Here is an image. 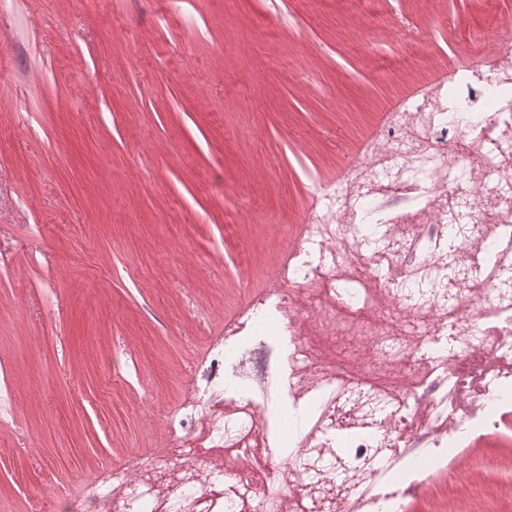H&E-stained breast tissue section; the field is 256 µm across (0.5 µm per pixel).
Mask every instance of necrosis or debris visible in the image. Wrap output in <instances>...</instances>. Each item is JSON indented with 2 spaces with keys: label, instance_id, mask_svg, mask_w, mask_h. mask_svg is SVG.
Returning <instances> with one entry per match:
<instances>
[{
  "label": "necrosis or debris",
  "instance_id": "1",
  "mask_svg": "<svg viewBox=\"0 0 512 512\" xmlns=\"http://www.w3.org/2000/svg\"><path fill=\"white\" fill-rule=\"evenodd\" d=\"M479 41L385 111L193 358L165 445L102 465L85 512H402L498 428L512 373L455 396L473 358L512 356V48Z\"/></svg>",
  "mask_w": 512,
  "mask_h": 512
}]
</instances>
